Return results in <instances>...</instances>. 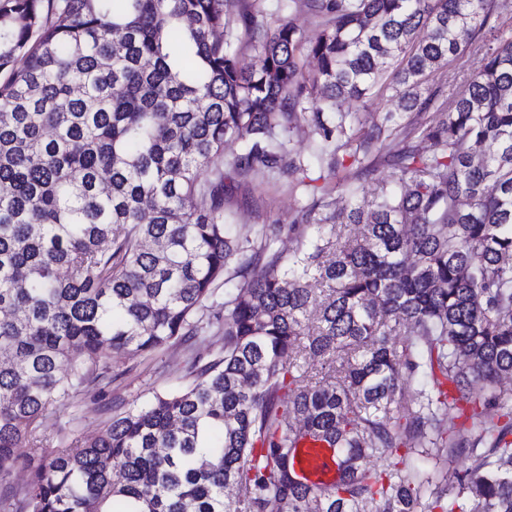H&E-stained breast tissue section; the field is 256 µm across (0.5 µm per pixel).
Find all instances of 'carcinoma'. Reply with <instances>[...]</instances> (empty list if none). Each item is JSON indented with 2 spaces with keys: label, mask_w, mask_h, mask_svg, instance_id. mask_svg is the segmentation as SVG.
<instances>
[{
  "label": "carcinoma",
  "mask_w": 512,
  "mask_h": 512,
  "mask_svg": "<svg viewBox=\"0 0 512 512\" xmlns=\"http://www.w3.org/2000/svg\"><path fill=\"white\" fill-rule=\"evenodd\" d=\"M238 2L0 0V477L31 463L11 512H512L507 5L308 0L305 45ZM468 50L467 89L426 121L430 75ZM388 91L369 127L337 109ZM303 122L333 174L341 154L371 174L396 138L432 150L392 156L400 191L340 178L355 203L336 212L289 148ZM258 173L293 179L316 226L288 255L278 224L226 233V180ZM200 333L220 347L185 387L47 449L53 408L109 378L104 347ZM301 434L336 445V485L296 479Z\"/></svg>",
  "instance_id": "1"
}]
</instances>
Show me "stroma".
Listing matches in <instances>:
<instances>
[{
  "mask_svg": "<svg viewBox=\"0 0 512 512\" xmlns=\"http://www.w3.org/2000/svg\"><path fill=\"white\" fill-rule=\"evenodd\" d=\"M259 5L269 17L292 21L304 42L315 41L321 31L319 19L301 0H260ZM470 66L471 60L465 56L431 74L428 87L435 93L437 105L429 110V117H438V106L446 102L449 93L465 89ZM301 205L300 195L262 174L239 185L224 201L231 215L228 229L234 236L253 234L262 224H291ZM217 346V338L200 335L150 353L116 356L111 380L90 385L75 401L58 406L45 423L47 435L53 445L66 446L99 434L114 415L180 386L189 359L208 361Z\"/></svg>",
  "mask_w": 512,
  "mask_h": 512,
  "instance_id": "stroma-1",
  "label": "stroma"
}]
</instances>
